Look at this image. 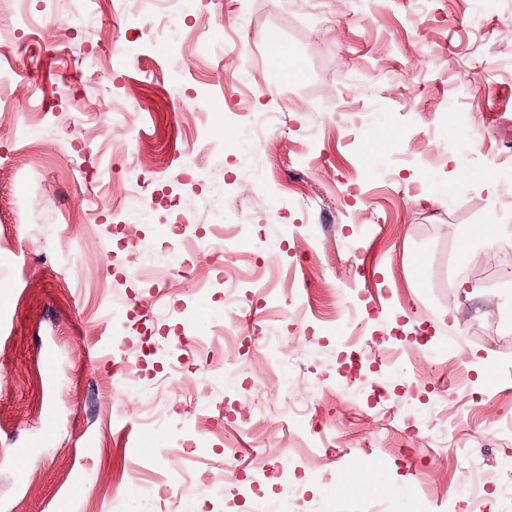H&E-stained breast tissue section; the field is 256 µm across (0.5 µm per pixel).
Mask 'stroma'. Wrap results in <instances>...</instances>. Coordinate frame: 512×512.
Segmentation results:
<instances>
[{
    "label": "stroma",
    "mask_w": 512,
    "mask_h": 512,
    "mask_svg": "<svg viewBox=\"0 0 512 512\" xmlns=\"http://www.w3.org/2000/svg\"><path fill=\"white\" fill-rule=\"evenodd\" d=\"M96 2L21 0L37 22L7 64L30 85L0 87L39 102L24 130L0 121V165L17 170L0 214L21 213L0 239V512H256L286 490L298 512H469L448 503L472 449L487 498L512 512V440L488 426L512 420V0H185L152 39ZM272 33L300 78L277 71ZM91 94L134 105L128 139L109 136L110 113H81ZM252 112L281 115L256 152ZM209 141L219 152L189 160ZM116 154L152 167L150 209L106 174ZM485 222L501 233L470 240ZM199 239L209 250L186 263L201 290L134 276L132 257L166 263ZM327 286L375 313L353 399L336 395L350 331L317 315ZM146 333L164 349L117 391L112 346ZM285 378L307 409L284 410ZM259 384L267 413L252 417ZM229 440L241 479L221 484ZM256 445L285 449L287 472L252 474ZM362 469L372 489L346 490Z\"/></svg>",
    "instance_id": "stroma-1"
}]
</instances>
